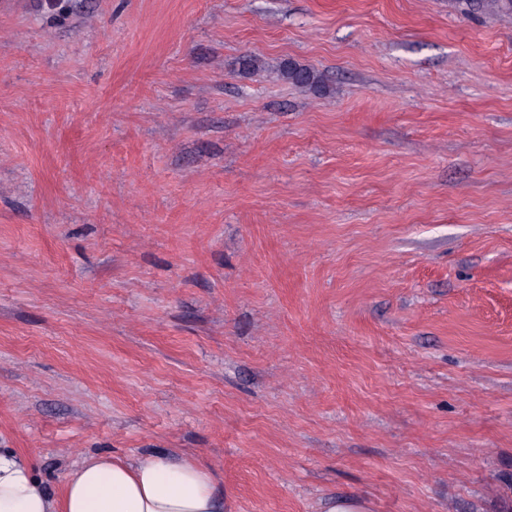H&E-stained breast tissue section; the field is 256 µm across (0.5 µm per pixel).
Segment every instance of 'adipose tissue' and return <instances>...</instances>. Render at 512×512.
Listing matches in <instances>:
<instances>
[{
    "mask_svg": "<svg viewBox=\"0 0 512 512\" xmlns=\"http://www.w3.org/2000/svg\"><path fill=\"white\" fill-rule=\"evenodd\" d=\"M0 512H224V496L196 460L164 453L84 457L54 494L31 458L0 448Z\"/></svg>",
    "mask_w": 512,
    "mask_h": 512,
    "instance_id": "obj_1",
    "label": "adipose tissue"
}]
</instances>
